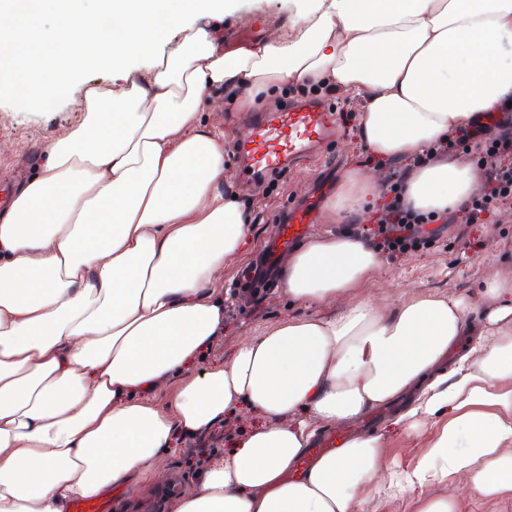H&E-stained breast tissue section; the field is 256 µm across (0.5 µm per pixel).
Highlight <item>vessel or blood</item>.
Masks as SVG:
<instances>
[{"mask_svg": "<svg viewBox=\"0 0 512 512\" xmlns=\"http://www.w3.org/2000/svg\"><path fill=\"white\" fill-rule=\"evenodd\" d=\"M338 128L337 113L317 102L293 103L278 112L259 116L250 139L237 148L242 160L241 178L248 180L257 174L288 170L294 162L307 157L314 146L328 141ZM313 222L308 208L289 206L258 257L247 289L262 288L272 282L294 246L308 235Z\"/></svg>", "mask_w": 512, "mask_h": 512, "instance_id": "obj_1", "label": "vessel or blood"}]
</instances>
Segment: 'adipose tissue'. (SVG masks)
Instances as JSON below:
<instances>
[{
  "label": "adipose tissue",
  "instance_id": "adipose-tissue-1",
  "mask_svg": "<svg viewBox=\"0 0 512 512\" xmlns=\"http://www.w3.org/2000/svg\"><path fill=\"white\" fill-rule=\"evenodd\" d=\"M224 0H0V91L47 111L88 65L142 61L138 73L84 91L77 127L0 208V512H66L77 497L156 471L177 434L246 406L265 418L210 467L178 512H367L375 492L421 489L414 512H457L448 478L512 498V278L486 275L485 338L446 373L470 304L413 295L365 298L378 250L343 232L311 235L281 271L292 302H341L329 319H288L241 341L230 363L188 378L224 331L221 275L249 233L223 189L224 138L201 121L218 87L229 110L285 84L332 86L360 100L357 133L402 163L512 100V0H318L286 30L234 52L183 15ZM56 23L43 30L39 19ZM483 173L444 157L410 171L405 201L457 209ZM348 171L332 220L376 190ZM180 383L167 407L145 392ZM420 386L401 419L444 418L408 470L384 464L377 433L351 437L310 465L316 426L336 427Z\"/></svg>",
  "mask_w": 512,
  "mask_h": 512
}]
</instances>
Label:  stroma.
Segmentation results:
<instances>
[{
	"instance_id": "1",
	"label": "stroma",
	"mask_w": 512,
	"mask_h": 512,
	"mask_svg": "<svg viewBox=\"0 0 512 512\" xmlns=\"http://www.w3.org/2000/svg\"><path fill=\"white\" fill-rule=\"evenodd\" d=\"M311 0H233L222 13L201 12L187 15L186 24L210 28L222 41L225 51L262 40L274 30L284 29L299 10L310 7ZM84 103L81 95L60 100L55 109L44 111L36 102L0 95V190L15 191L34 176L45 160V149L51 141L77 126ZM249 115L224 109V94L216 92L203 108L207 126L222 132L225 143H232L248 131ZM356 120L344 124L341 136L324 145L322 160L315 167L267 176L260 183L238 186L235 171L239 159L233 151H225V180L235 186L237 194L250 210L252 229L242 245L240 256L224 267V333L199 353L188 371L199 374L215 364L230 362L237 344L248 336H257L278 323L296 315L329 317L337 314L340 303L321 306L291 305L284 288L244 300L235 280L239 272L254 260L265 238L272 232L279 215L293 202L310 203L316 213V229L329 231L327 204L336 183L346 170L360 162H370L379 185H386L402 173L397 164L373 162L356 134ZM436 243L396 259H386L382 272L366 289V297L395 304L418 293H435L445 297L465 296L471 302L466 326L469 335L460 336L456 351L445 358V368H452L459 356L476 344L484 325L485 305L478 287L487 272L495 271L512 277V209L487 215L484 223L465 225L435 223ZM262 416L243 409L212 427L219 437L216 459H223L250 430L262 424ZM379 431L387 435L385 461L403 468L414 466L435 437L437 423L425 421L413 429H389L380 423ZM193 438L177 436L172 447L163 454L157 473L147 474L126 484L113 486L104 497L106 512H133L136 505L155 500L169 478L179 481L174 497L164 504L165 512H176L181 497L195 490L206 469L187 457L185 450Z\"/></svg>"
}]
</instances>
